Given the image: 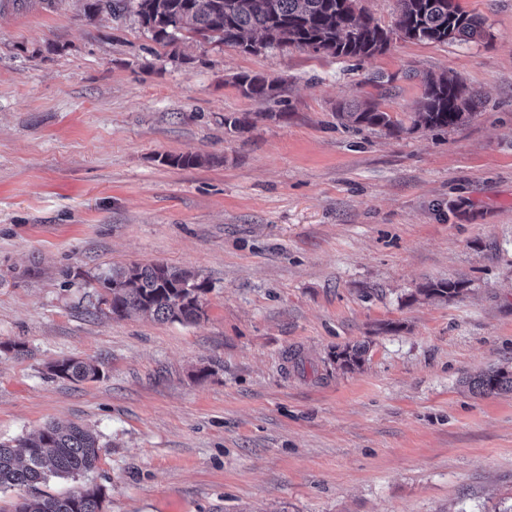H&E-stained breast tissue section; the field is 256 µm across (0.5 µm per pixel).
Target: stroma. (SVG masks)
<instances>
[{
    "instance_id": "stroma-1",
    "label": "stroma",
    "mask_w": 512,
    "mask_h": 512,
    "mask_svg": "<svg viewBox=\"0 0 512 512\" xmlns=\"http://www.w3.org/2000/svg\"><path fill=\"white\" fill-rule=\"evenodd\" d=\"M484 40L394 39L369 59L155 42L85 0L0 12V441L93 426L104 512H504L512 395V0H459ZM480 101L453 129L336 118L375 98L408 120L422 78ZM283 80L243 97L237 75ZM387 84H378V77ZM256 119L237 134L225 115ZM193 152L207 164L166 165ZM207 279L192 324L96 311L95 275ZM452 299H424L436 281ZM23 344V353L9 343ZM367 347L344 370L345 346ZM94 359L99 379L52 376ZM465 290L464 282L460 281H437L429 283L420 292L426 297H441L453 299L459 297ZM464 384L475 395H511L512 394V370L508 367H492L480 371L469 378Z\"/></svg>"
}]
</instances>
